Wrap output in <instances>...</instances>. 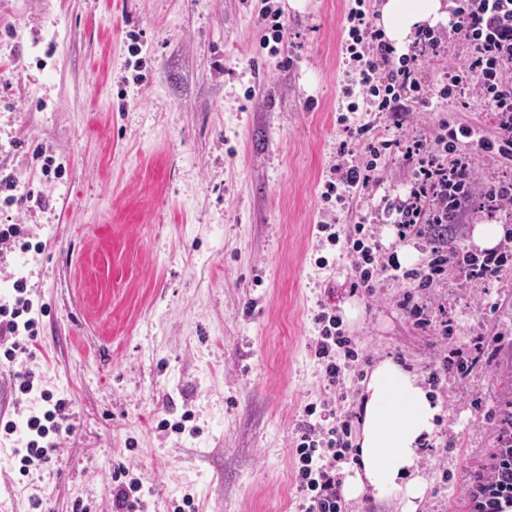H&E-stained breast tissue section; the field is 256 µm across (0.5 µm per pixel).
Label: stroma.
Returning a JSON list of instances; mask_svg holds the SVG:
<instances>
[{
  "label": "stroma",
  "instance_id": "1",
  "mask_svg": "<svg viewBox=\"0 0 512 512\" xmlns=\"http://www.w3.org/2000/svg\"><path fill=\"white\" fill-rule=\"evenodd\" d=\"M352 4L274 0L288 34L273 56L260 46L258 0H0V172L45 201H0V224L23 225L35 245L0 253V299L13 300L23 277L46 309L28 352L0 363V384L7 419L28 415L13 378L28 369L74 424L26 475L9 457L16 436L0 431L11 512H112L120 464L147 512H174L186 496L196 512H296L305 405L360 411L361 378L386 357L428 379L441 347L397 306L411 281L382 276L373 294L353 291L354 256L318 229L360 214L396 252L381 199L406 194L411 179L394 153L352 211L322 197L344 137ZM442 113L492 129L475 97L462 111L435 100L400 129L364 104L350 121L387 140L429 137ZM47 154L60 176L43 175ZM353 296L364 319L341 327L359 357L337 391L311 352L313 317ZM425 298L447 306L455 343L489 345L469 374L435 385L442 428L421 462L423 512H465L469 477L512 403L498 381L512 372V266L477 287L449 274ZM186 412L196 435L159 430Z\"/></svg>",
  "mask_w": 512,
  "mask_h": 512
}]
</instances>
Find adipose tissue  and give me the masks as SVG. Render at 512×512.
I'll return each instance as SVG.
<instances>
[{
  "label": "adipose tissue",
  "mask_w": 512,
  "mask_h": 512,
  "mask_svg": "<svg viewBox=\"0 0 512 512\" xmlns=\"http://www.w3.org/2000/svg\"><path fill=\"white\" fill-rule=\"evenodd\" d=\"M446 8L445 0H384L378 24L401 52L420 28L446 21ZM361 402L358 460L344 478V497L369 493L380 498L394 492L400 512H420L428 485L420 461L439 430L438 396L388 357L379 360L364 381Z\"/></svg>",
  "instance_id": "1"
}]
</instances>
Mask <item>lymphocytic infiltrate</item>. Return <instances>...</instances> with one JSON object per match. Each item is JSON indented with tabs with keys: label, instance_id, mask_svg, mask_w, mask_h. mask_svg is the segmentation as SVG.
Returning <instances> with one entry per match:
<instances>
[{
	"label": "lymphocytic infiltrate",
	"instance_id": "obj_1",
	"mask_svg": "<svg viewBox=\"0 0 512 512\" xmlns=\"http://www.w3.org/2000/svg\"><path fill=\"white\" fill-rule=\"evenodd\" d=\"M348 38V83L343 91L348 111H357L355 95H362L374 111L388 112L395 126H403L410 113L430 105L421 92L419 79L422 62L440 58V31L425 28L418 34L409 53L395 55L381 30L373 24L366 0H355L346 16ZM451 31L469 48L464 61L449 63L439 98L464 100L475 91L492 115L495 131L486 134L470 126L441 117L433 137L414 136L400 143L401 158L411 169V188L406 196L384 197L383 214L393 224L399 239L416 237L426 240L431 259L426 268L408 271L418 290L434 287L448 272L464 276L470 283L481 284L488 276L512 265V249L473 253L457 247L448 239L450 225L464 223L471 216L494 218L498 213H512V177L505 175L486 182L473 167L471 153H485L504 166L512 165V0H457ZM369 125H348L345 138L336 146V162L330 169L324 199L346 204L355 192L370 191L382 183L379 160L393 145L389 140L369 137ZM470 140L468 152H461V140ZM364 222L343 232H331L330 243L346 240L356 255L354 288L372 290L373 279L388 271H399L396 256L380 257V245L374 235L365 233ZM14 304L0 305V353L15 359L26 341L37 335V321L32 318L33 303L27 298V283L14 281ZM399 308L419 328L433 331L440 340H448L456 329L446 306L429 307L413 294H404ZM319 334L313 352L323 368L328 386L344 382L350 362L358 357L350 337L345 336L339 318L328 308L314 316ZM21 394L39 392L41 405L31 412L24 425L7 422V433L22 432L26 445L16 449L20 473L44 467L55 449L49 435L70 431L72 425L64 400L48 390H37L36 375L31 371L15 373ZM316 408L307 405L298 426L295 459L299 491V512H347L340 493L341 470L352 455L350 437L354 412L337 415L325 409L324 423L312 420Z\"/></svg>",
	"mask_w": 512,
	"mask_h": 512
}]
</instances>
